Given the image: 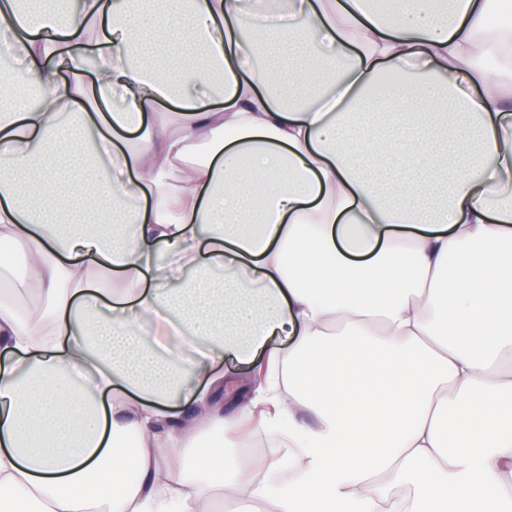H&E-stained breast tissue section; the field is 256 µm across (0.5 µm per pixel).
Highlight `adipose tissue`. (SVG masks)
<instances>
[{"label":"adipose tissue","instance_id":"adipose-tissue-1","mask_svg":"<svg viewBox=\"0 0 512 512\" xmlns=\"http://www.w3.org/2000/svg\"><path fill=\"white\" fill-rule=\"evenodd\" d=\"M491 11L0 0V88L36 94L0 111V240L37 296L0 301V512H389L408 479L404 512H512V23ZM452 110L475 135L445 136ZM264 349L288 390L251 402L287 447L201 466L200 433L237 431L218 362Z\"/></svg>","mask_w":512,"mask_h":512}]
</instances>
